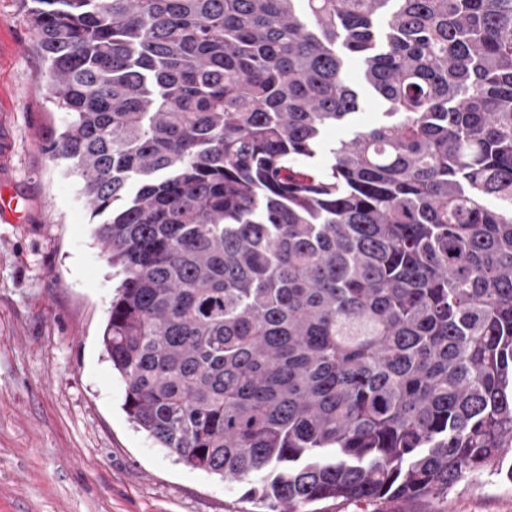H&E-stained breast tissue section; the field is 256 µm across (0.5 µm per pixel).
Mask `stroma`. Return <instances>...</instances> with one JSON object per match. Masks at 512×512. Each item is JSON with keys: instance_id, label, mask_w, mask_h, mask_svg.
I'll return each instance as SVG.
<instances>
[{"instance_id": "obj_1", "label": "stroma", "mask_w": 512, "mask_h": 512, "mask_svg": "<svg viewBox=\"0 0 512 512\" xmlns=\"http://www.w3.org/2000/svg\"><path fill=\"white\" fill-rule=\"evenodd\" d=\"M19 0H0V512H262L246 484L156 447L122 408L102 336L116 281L82 180L46 144L70 119ZM314 512H512V481L487 471L448 499L314 504Z\"/></svg>"}]
</instances>
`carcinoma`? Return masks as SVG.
<instances>
[{"label": "carcinoma", "mask_w": 512, "mask_h": 512, "mask_svg": "<svg viewBox=\"0 0 512 512\" xmlns=\"http://www.w3.org/2000/svg\"><path fill=\"white\" fill-rule=\"evenodd\" d=\"M21 2L139 429L268 512L446 499L512 448V0ZM345 56L388 121L319 167Z\"/></svg>", "instance_id": "cac0c4a2"}]
</instances>
